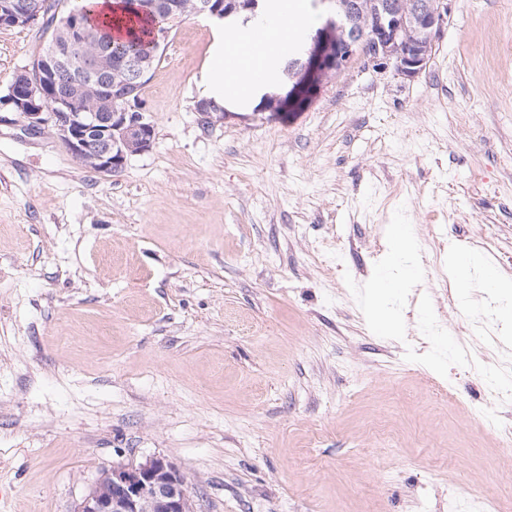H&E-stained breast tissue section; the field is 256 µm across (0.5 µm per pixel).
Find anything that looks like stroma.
I'll return each mask as SVG.
<instances>
[{"label":"stroma","mask_w":512,"mask_h":512,"mask_svg":"<svg viewBox=\"0 0 512 512\" xmlns=\"http://www.w3.org/2000/svg\"><path fill=\"white\" fill-rule=\"evenodd\" d=\"M212 34L174 30L144 89L151 150L112 175L0 124V512H73L161 456L194 512H512V0H456L426 69L352 62L304 111L196 110ZM44 44L0 25V95ZM414 228L416 288L378 326L372 274ZM438 332L470 354L435 370ZM477 254L460 251L453 255L448 274L457 288V298L468 299L471 281L477 276L482 288L502 301L497 315L503 326V336H510L512 326V280L501 275H489Z\"/></svg>","instance_id":"1"}]
</instances>
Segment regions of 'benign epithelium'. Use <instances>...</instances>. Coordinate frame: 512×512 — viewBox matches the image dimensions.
<instances>
[{"label": "benign epithelium", "instance_id": "7a95c632", "mask_svg": "<svg viewBox=\"0 0 512 512\" xmlns=\"http://www.w3.org/2000/svg\"><path fill=\"white\" fill-rule=\"evenodd\" d=\"M330 5L323 26L310 36L292 85L274 103L288 111L308 107L324 82L344 70L361 55L378 70L392 69L403 80L417 78L426 68L431 51L448 25L453 0H327ZM198 14L226 18L238 12L237 4H212L198 0ZM69 46L53 45L44 58L48 73L43 82H33L30 69L16 73L9 93L0 98V110L33 134L46 130L77 160L95 171L114 174L130 157L148 152L155 130L146 104L132 105L126 96L112 97L106 112H77V98L64 97L57 90L56 74L68 70L79 82L87 75L106 79L107 69L90 49V39L74 9ZM0 18L28 27L37 20L31 5L22 0H0ZM420 40L409 42L410 30ZM147 60L135 56L125 61L128 79L145 74ZM74 512H193L185 476L167 459L152 456L140 462L117 463L103 470L91 489L76 504Z\"/></svg>", "mask_w": 512, "mask_h": 512}]
</instances>
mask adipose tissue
<instances>
[{
    "instance_id": "obj_1",
    "label": "adipose tissue",
    "mask_w": 512,
    "mask_h": 512,
    "mask_svg": "<svg viewBox=\"0 0 512 512\" xmlns=\"http://www.w3.org/2000/svg\"><path fill=\"white\" fill-rule=\"evenodd\" d=\"M324 21L320 12L311 10L308 0H265L258 19L240 26L213 18L209 24L214 39L201 73V85L206 99L218 106H251L274 89L276 76L257 77L253 61L274 55L276 61L288 59L290 52L283 41L269 38L270 31L313 34ZM412 244L402 231H395L393 245L385 264L373 274L376 305L396 297L413 287L419 279V267L410 255ZM448 274L457 288L459 300H467L472 280L501 302L497 310L503 328L512 327V279L488 274L481 257L460 251L453 255Z\"/></svg>"
}]
</instances>
